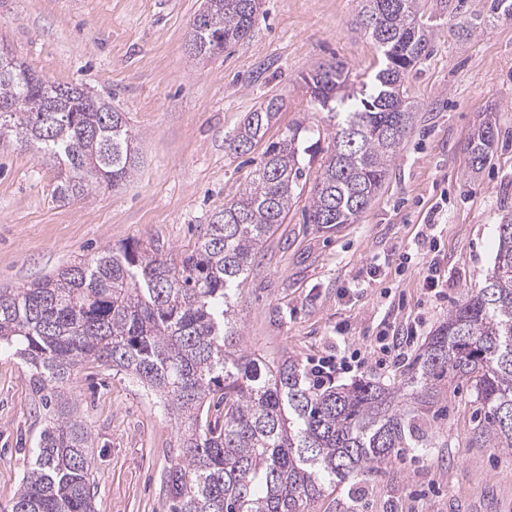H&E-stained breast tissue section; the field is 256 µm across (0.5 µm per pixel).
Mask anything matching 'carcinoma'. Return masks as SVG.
<instances>
[{
	"label": "carcinoma",
	"instance_id": "cac0c4a2",
	"mask_svg": "<svg viewBox=\"0 0 512 512\" xmlns=\"http://www.w3.org/2000/svg\"><path fill=\"white\" fill-rule=\"evenodd\" d=\"M258 0H205L192 21L200 39L220 35L219 50L247 40ZM419 0H361L357 23L377 45L370 84L349 88L344 65L303 77L313 101L333 120V148L309 190L307 221L355 224L396 161L417 104L406 74L428 52L410 31ZM512 16V0H491L488 17L460 23L467 40ZM70 89L17 63L0 75V117L10 136L34 144L52 162L62 201L101 185L119 187L136 171L134 137L123 113L88 112L72 97L53 111L54 89ZM282 105L272 98L248 113L227 142L244 154L262 140ZM301 129L271 143L250 181L206 225L198 245L176 263L159 247L106 249L27 286L0 289V347L30 368V384L48 414L37 448L6 512H95L91 433L65 385L98 361L131 376L159 398L181 438L163 479V512H306L328 484L364 475L414 442L405 396L434 402L439 380L470 383L481 406L476 440L512 448V218L498 225L493 268L483 285L448 312L412 365L405 393L370 381L315 386L287 357L261 364L243 348L239 286L264 242L284 223L307 176ZM485 123L467 142L481 169L495 142Z\"/></svg>",
	"mask_w": 512,
	"mask_h": 512
}]
</instances>
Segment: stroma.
<instances>
[{
	"instance_id": "35a3bbf8",
	"label": "stroma",
	"mask_w": 512,
	"mask_h": 512,
	"mask_svg": "<svg viewBox=\"0 0 512 512\" xmlns=\"http://www.w3.org/2000/svg\"><path fill=\"white\" fill-rule=\"evenodd\" d=\"M490 0H420L432 51L407 74L418 103L388 179L362 218L326 229L304 221L307 194L261 249L239 290L244 345L272 363L304 366L336 349L369 353L384 332L416 327L405 359L367 364V378L401 386L424 340L480 286L494 263L497 226L512 217V21L461 41L449 29ZM204 0H0V45L38 74L89 88L123 112L138 164L121 188L57 201V172L35 149L0 146V289L19 288L108 248L193 249L260 164L268 142L297 125L324 133L304 157L316 175L330 152L328 118L303 75L339 60L352 83L369 79L378 52L351 21L360 0H261L245 42L193 58L187 32ZM283 99L264 143L231 155L246 113ZM498 135L473 170L464 143L484 117ZM442 283L427 287L429 265ZM29 366L0 349V512L16 492L45 426ZM417 413L418 447L377 470L326 488L308 512H512V449L476 443L480 410L465 381L441 385ZM67 393L93 440L95 512H161V478L178 427L135 379L97 363Z\"/></svg>"
}]
</instances>
